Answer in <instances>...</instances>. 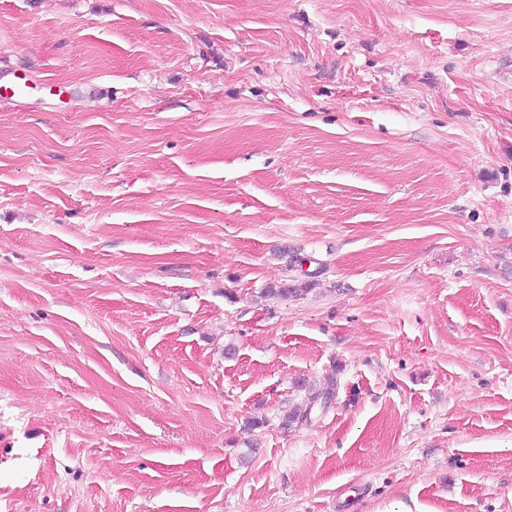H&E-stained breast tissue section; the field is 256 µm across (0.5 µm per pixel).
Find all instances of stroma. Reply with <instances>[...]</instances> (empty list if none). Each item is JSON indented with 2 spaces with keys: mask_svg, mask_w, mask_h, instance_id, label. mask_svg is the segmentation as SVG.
<instances>
[{
  "mask_svg": "<svg viewBox=\"0 0 512 512\" xmlns=\"http://www.w3.org/2000/svg\"><path fill=\"white\" fill-rule=\"evenodd\" d=\"M0 66V512H512V0H0ZM26 75H20L18 70L0 71V97L4 94L9 98H25L33 88Z\"/></svg>",
  "mask_w": 512,
  "mask_h": 512,
  "instance_id": "35a3bbf8",
  "label": "stroma"
}]
</instances>
